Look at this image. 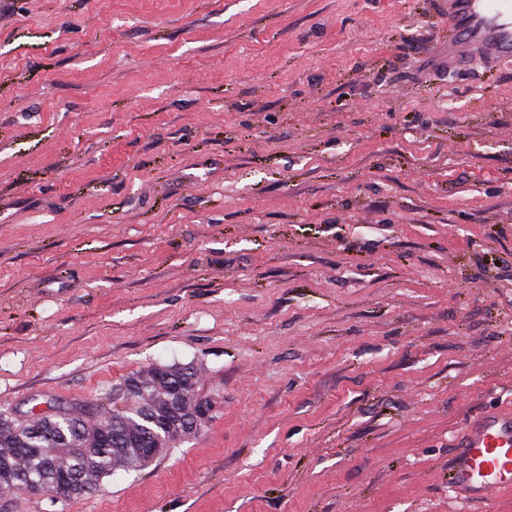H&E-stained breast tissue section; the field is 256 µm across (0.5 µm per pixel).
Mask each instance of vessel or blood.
Listing matches in <instances>:
<instances>
[{
  "label": "vessel or blood",
  "mask_w": 512,
  "mask_h": 512,
  "mask_svg": "<svg viewBox=\"0 0 512 512\" xmlns=\"http://www.w3.org/2000/svg\"><path fill=\"white\" fill-rule=\"evenodd\" d=\"M449 21L464 38L449 44V64L512 54V0H450ZM461 446L449 475L452 484L481 499L512 487V412L472 425Z\"/></svg>",
  "instance_id": "b4317fda"
}]
</instances>
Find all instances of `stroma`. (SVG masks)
Listing matches in <instances>:
<instances>
[{"mask_svg":"<svg viewBox=\"0 0 512 512\" xmlns=\"http://www.w3.org/2000/svg\"><path fill=\"white\" fill-rule=\"evenodd\" d=\"M448 0H0V407L195 368L198 432L0 512H512V60ZM449 480L476 498L512 487V412L486 418L461 437Z\"/></svg>","mask_w":512,"mask_h":512,"instance_id":"stroma-1","label":"stroma"}]
</instances>
